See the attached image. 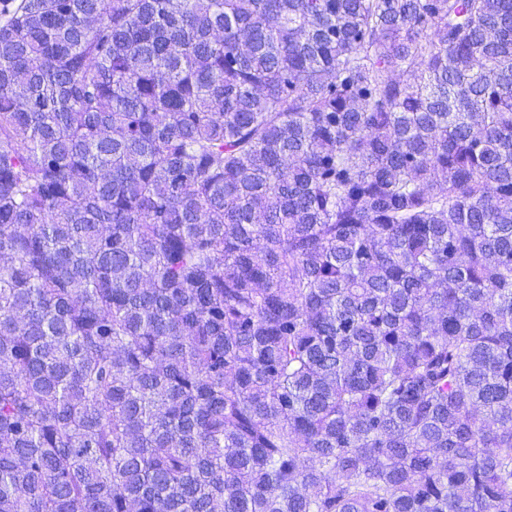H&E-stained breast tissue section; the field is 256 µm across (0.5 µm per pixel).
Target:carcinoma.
I'll return each instance as SVG.
<instances>
[{
  "label": "carcinoma",
  "instance_id": "1",
  "mask_svg": "<svg viewBox=\"0 0 512 512\" xmlns=\"http://www.w3.org/2000/svg\"><path fill=\"white\" fill-rule=\"evenodd\" d=\"M0 512H512V0H0Z\"/></svg>",
  "mask_w": 512,
  "mask_h": 512
}]
</instances>
